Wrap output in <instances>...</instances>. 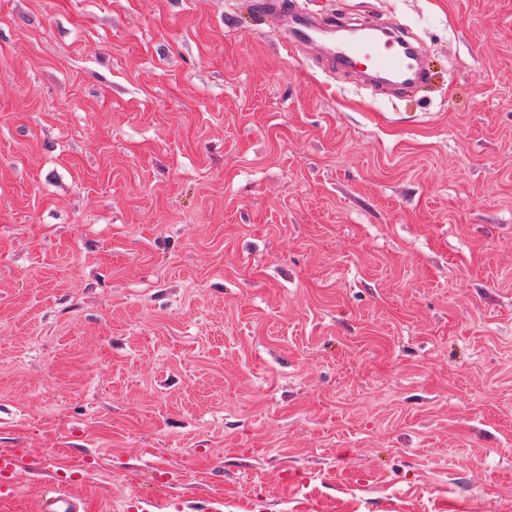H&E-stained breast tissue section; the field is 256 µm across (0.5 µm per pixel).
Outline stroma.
<instances>
[{"mask_svg": "<svg viewBox=\"0 0 512 512\" xmlns=\"http://www.w3.org/2000/svg\"><path fill=\"white\" fill-rule=\"evenodd\" d=\"M252 2L0 0V512H512V0ZM291 2L254 1L257 11L282 23V40L290 48L318 47L330 69L369 73L399 93L428 79L424 58L408 35L390 30L384 39L372 28L347 26L342 17L318 20ZM25 449L15 448L11 452L0 454V498L2 501L14 496L16 485L13 483V474ZM80 503L70 493L63 490L59 483L47 485L41 492L38 512H79Z\"/></svg>", "mask_w": 512, "mask_h": 512, "instance_id": "stroma-1", "label": "stroma"}]
</instances>
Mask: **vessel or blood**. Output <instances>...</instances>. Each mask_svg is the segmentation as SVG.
I'll return each instance as SVG.
<instances>
[{"label": "vessel or blood", "instance_id": "1", "mask_svg": "<svg viewBox=\"0 0 512 512\" xmlns=\"http://www.w3.org/2000/svg\"><path fill=\"white\" fill-rule=\"evenodd\" d=\"M262 14L278 19L283 26V42L292 48L317 47L328 67L349 73L370 74L375 82L397 92L424 83L428 78L425 61L415 43L401 32L384 38L368 27L347 26L344 18L317 19L296 0H255ZM23 449L0 454V498L13 497V475ZM80 503L60 484L47 485L39 498L37 512H79Z\"/></svg>", "mask_w": 512, "mask_h": 512}]
</instances>
